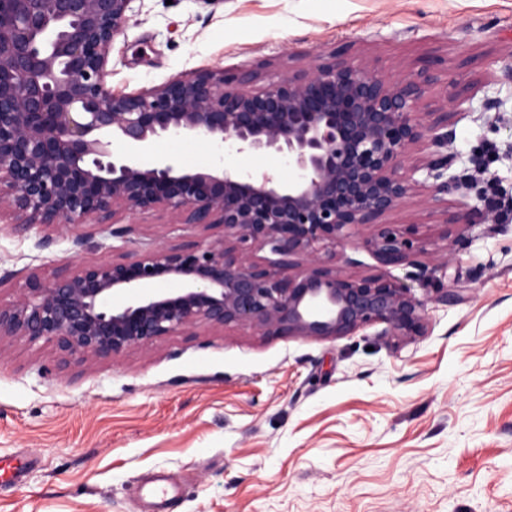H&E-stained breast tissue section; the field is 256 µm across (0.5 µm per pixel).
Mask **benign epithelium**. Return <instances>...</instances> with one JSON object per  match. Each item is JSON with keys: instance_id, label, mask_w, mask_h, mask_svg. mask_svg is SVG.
I'll list each match as a JSON object with an SVG mask.
<instances>
[{"instance_id": "obj_1", "label": "benign epithelium", "mask_w": 512, "mask_h": 512, "mask_svg": "<svg viewBox=\"0 0 512 512\" xmlns=\"http://www.w3.org/2000/svg\"><path fill=\"white\" fill-rule=\"evenodd\" d=\"M131 0H0V220L25 232L159 213L208 231L129 260L85 261L32 274L0 304V339L54 343L70 359L108 360L201 325H250L270 336L338 339L382 323L421 336L434 298L379 275L336 269L355 242L385 266L425 250L414 224L382 218L424 192L448 215L455 117L469 87L437 57L386 77L344 48L256 87L250 70H211L115 95L105 77ZM446 84L431 109V89ZM204 136L219 161L181 170L151 156L163 137ZM275 153L288 175L224 158ZM268 252L253 256L252 247ZM175 279L182 287L155 285Z\"/></svg>"}]
</instances>
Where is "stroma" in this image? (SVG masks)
<instances>
[{"label": "stroma", "instance_id": "1", "mask_svg": "<svg viewBox=\"0 0 512 512\" xmlns=\"http://www.w3.org/2000/svg\"><path fill=\"white\" fill-rule=\"evenodd\" d=\"M128 16L105 78L116 95L206 69L303 70L343 44L388 77L448 60L476 87L453 172L470 205L493 194L512 210V0H132ZM154 150L193 170L214 155L204 137ZM424 207L414 194L384 218L425 241L407 264L336 249L344 274L455 294L429 303L420 336L203 325L79 363L51 343L0 340V462L25 464L0 487V512H141L158 472L178 488L171 512H512V222L428 224ZM129 222L125 239L0 223V302L33 273L202 235L158 216ZM87 233L96 246L83 251L74 240ZM443 252L447 276L420 278Z\"/></svg>", "mask_w": 512, "mask_h": 512}]
</instances>
